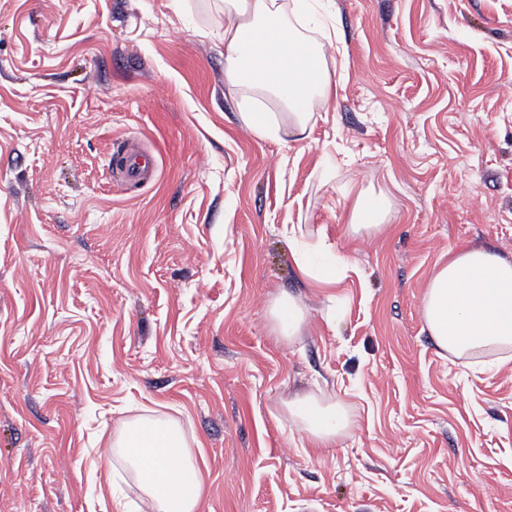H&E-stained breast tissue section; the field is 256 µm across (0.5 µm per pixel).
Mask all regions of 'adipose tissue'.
Returning a JSON list of instances; mask_svg holds the SVG:
<instances>
[{"mask_svg":"<svg viewBox=\"0 0 512 512\" xmlns=\"http://www.w3.org/2000/svg\"><path fill=\"white\" fill-rule=\"evenodd\" d=\"M295 11L322 25L311 0H224V80L227 86L270 94L288 110V122L246 104L242 124L260 139L279 142L308 136L315 100L326 99L336 81L319 49L302 40L287 13ZM385 195L358 194L350 228L353 233L384 231ZM297 270L310 287L336 284L347 263L332 254L324 240L304 243L294 256ZM275 332L295 341L307 324L301 297L288 293L269 306ZM422 317L435 345L460 357L483 349H512V257L485 247L449 253L425 285ZM289 418L314 448L335 447L351 434L353 416L341 401L323 402L314 395L284 401ZM112 455L130 472L148 512H201L207 478L179 419L138 414L118 421L110 444Z\"/></svg>","mask_w":512,"mask_h":512,"instance_id":"obj_1","label":"adipose tissue"}]
</instances>
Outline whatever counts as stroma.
Returning a JSON list of instances; mask_svg holds the SVG:
<instances>
[{
    "label": "stroma",
    "mask_w": 512,
    "mask_h": 512,
    "mask_svg": "<svg viewBox=\"0 0 512 512\" xmlns=\"http://www.w3.org/2000/svg\"><path fill=\"white\" fill-rule=\"evenodd\" d=\"M317 9L294 27L338 79L284 144L239 119L223 0H0V512H143L108 451L128 408L200 442L203 512H512V360L421 314L449 251L512 256V0ZM122 145L158 161L139 190ZM361 191L380 237L349 229ZM294 226L347 277L309 288ZM315 381L356 419L333 448L282 413ZM269 314L275 332L288 343L303 336L308 316L301 297L282 293L270 302Z\"/></svg>",
    "instance_id": "stroma-1"
}]
</instances>
